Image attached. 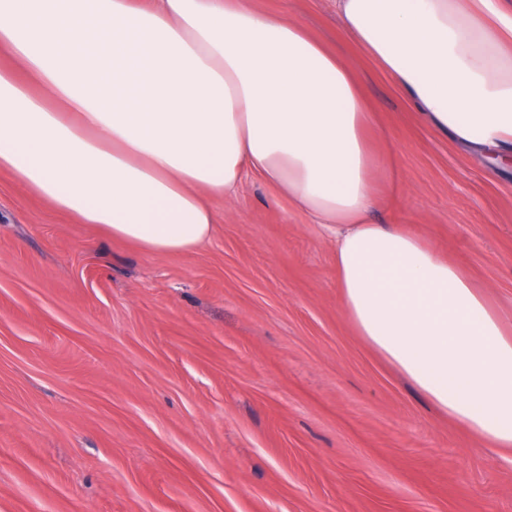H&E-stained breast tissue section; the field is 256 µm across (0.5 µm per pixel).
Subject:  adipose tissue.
Masks as SVG:
<instances>
[{
  "label": "adipose tissue",
  "instance_id": "obj_1",
  "mask_svg": "<svg viewBox=\"0 0 512 512\" xmlns=\"http://www.w3.org/2000/svg\"><path fill=\"white\" fill-rule=\"evenodd\" d=\"M345 33L461 147L512 149V0H336ZM348 63L252 0H0V171L148 253L194 250L252 171L335 236L341 309L437 408L512 449V326L458 266L371 219Z\"/></svg>",
  "mask_w": 512,
  "mask_h": 512
}]
</instances>
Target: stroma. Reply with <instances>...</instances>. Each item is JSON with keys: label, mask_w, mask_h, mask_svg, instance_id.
I'll return each instance as SVG.
<instances>
[{"label": "stroma", "mask_w": 512, "mask_h": 512, "mask_svg": "<svg viewBox=\"0 0 512 512\" xmlns=\"http://www.w3.org/2000/svg\"><path fill=\"white\" fill-rule=\"evenodd\" d=\"M337 48L402 224L512 321V167L422 121L334 0H253ZM211 239L151 254L0 172V512H512L490 455L358 336L332 242L262 178Z\"/></svg>", "instance_id": "stroma-1"}]
</instances>
